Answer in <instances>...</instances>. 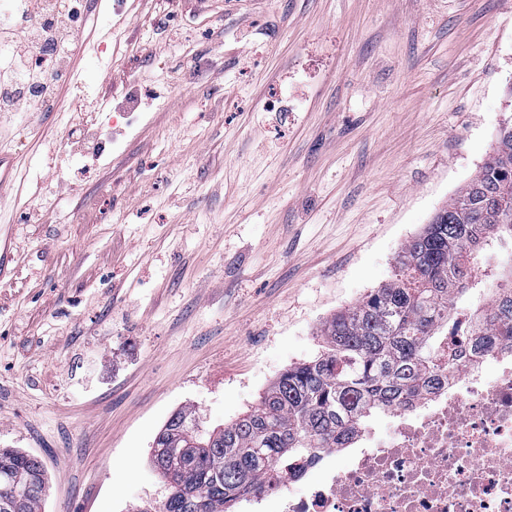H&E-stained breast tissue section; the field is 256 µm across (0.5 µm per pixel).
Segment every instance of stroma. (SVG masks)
<instances>
[{"mask_svg":"<svg viewBox=\"0 0 512 512\" xmlns=\"http://www.w3.org/2000/svg\"><path fill=\"white\" fill-rule=\"evenodd\" d=\"M85 3L112 38L0 113V449L42 461V512H135L172 414H246L478 174L512 0Z\"/></svg>","mask_w":512,"mask_h":512,"instance_id":"1","label":"stroma"}]
</instances>
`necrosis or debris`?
<instances>
[{
  "mask_svg": "<svg viewBox=\"0 0 512 512\" xmlns=\"http://www.w3.org/2000/svg\"><path fill=\"white\" fill-rule=\"evenodd\" d=\"M472 317L456 313L441 336L445 363L433 388L389 413V429L357 427L343 451L322 453L299 475L254 497L275 512H512V343L448 361L471 345Z\"/></svg>",
  "mask_w": 512,
  "mask_h": 512,
  "instance_id": "obj_1",
  "label": "necrosis or debris"
}]
</instances>
